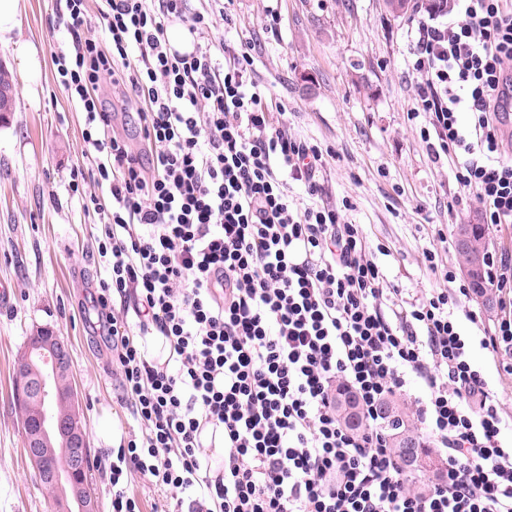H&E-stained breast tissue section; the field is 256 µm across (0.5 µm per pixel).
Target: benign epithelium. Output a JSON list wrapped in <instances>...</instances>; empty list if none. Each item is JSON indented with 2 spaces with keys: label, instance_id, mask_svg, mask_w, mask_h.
Here are the masks:
<instances>
[{
  "label": "benign epithelium",
  "instance_id": "obj_1",
  "mask_svg": "<svg viewBox=\"0 0 512 512\" xmlns=\"http://www.w3.org/2000/svg\"><path fill=\"white\" fill-rule=\"evenodd\" d=\"M468 265L466 272L482 262V247L480 243L468 238L462 239ZM28 353L39 356L50 368L42 369L40 375L29 383V392L40 400L49 396L47 379L56 378L60 370L66 367L69 357L68 344L62 340L54 343L47 342L41 336H35L30 342ZM26 454L37 467L41 478L69 492L77 504V510L67 512H98L97 502L84 496L82 475L87 456V438L79 421V416H73L69 422L56 421L45 423V418L26 427ZM64 453L70 460V467L59 470L52 461L57 452Z\"/></svg>",
  "mask_w": 512,
  "mask_h": 512
}]
</instances>
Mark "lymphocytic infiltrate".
<instances>
[{
    "mask_svg": "<svg viewBox=\"0 0 512 512\" xmlns=\"http://www.w3.org/2000/svg\"><path fill=\"white\" fill-rule=\"evenodd\" d=\"M109 51L81 39L85 0H65L72 48L58 81L86 114L83 140L112 202L98 254L108 273L97 317L141 439L120 444L112 512H141L127 489L140 473L186 493L185 512H512V445L502 401L471 362L455 311L471 287L424 257L444 281L416 302L386 285L361 225L322 203L317 145L273 121L250 52L209 40L212 20L187 0H97ZM453 22L417 23L409 49L420 76V137L432 158L458 159L455 179L475 191L485 223H512V158L498 124L512 74V9L456 0ZM186 23L198 40L173 51ZM111 80L136 112L147 145L109 134L94 89ZM303 186L300 204L289 182ZM132 299L133 317L111 313ZM169 342L153 361L133 332ZM417 385L415 424L442 460L417 480L394 461L386 397ZM363 417L352 432L336 414L337 387ZM224 432V464L209 476L200 434Z\"/></svg>",
    "mask_w": 512,
    "mask_h": 512,
    "instance_id": "obj_1",
    "label": "lymphocytic infiltrate"
}]
</instances>
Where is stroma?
I'll return each instance as SVG.
<instances>
[{
    "instance_id": "35a3bbf8",
    "label": "stroma",
    "mask_w": 512,
    "mask_h": 512,
    "mask_svg": "<svg viewBox=\"0 0 512 512\" xmlns=\"http://www.w3.org/2000/svg\"><path fill=\"white\" fill-rule=\"evenodd\" d=\"M210 14L213 38L250 50L253 77L287 113L288 131L323 153L330 202L349 200L342 219L361 225L391 285L412 301L444 282L426 251L461 269L455 230L483 209L455 179L457 161L433 160L416 116L418 76L408 65L416 12L394 16L385 0H189ZM19 32L33 44L41 81L29 87L12 52L14 106L0 121V512H55L24 453L13 402L16 366L30 336L52 331L69 345L70 375L91 454L89 484L111 512L110 464L121 440L140 435L113 361L112 342L91 328L101 278L97 213L72 195L105 196L83 154L85 114L57 80L55 52L69 49L63 0H21Z\"/></svg>"
}]
</instances>
